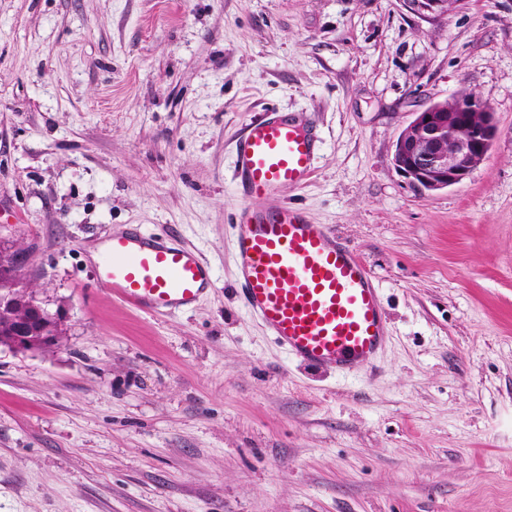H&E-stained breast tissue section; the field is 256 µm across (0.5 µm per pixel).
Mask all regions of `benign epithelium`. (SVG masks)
Returning a JSON list of instances; mask_svg holds the SVG:
<instances>
[{
  "label": "benign epithelium",
  "instance_id": "7a95c632",
  "mask_svg": "<svg viewBox=\"0 0 512 512\" xmlns=\"http://www.w3.org/2000/svg\"><path fill=\"white\" fill-rule=\"evenodd\" d=\"M408 12L436 20L460 0H401ZM497 136L495 113L474 93L461 90L416 113L394 144L393 163L421 195L465 181ZM63 313L27 291L23 278L0 284V347L47 348L61 336Z\"/></svg>",
  "mask_w": 512,
  "mask_h": 512
}]
</instances>
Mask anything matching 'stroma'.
<instances>
[{
  "instance_id": "35a3bbf8",
  "label": "stroma",
  "mask_w": 512,
  "mask_h": 512,
  "mask_svg": "<svg viewBox=\"0 0 512 512\" xmlns=\"http://www.w3.org/2000/svg\"><path fill=\"white\" fill-rule=\"evenodd\" d=\"M498 135L421 196L400 132L460 88ZM324 147L277 203L365 261L373 368L313 371L235 292L234 148L264 109ZM129 226L200 251L219 286L148 315L96 282ZM65 314L0 347V512H512V0L437 20L401 0H0V242Z\"/></svg>"
}]
</instances>
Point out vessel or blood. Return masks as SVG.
<instances>
[{"label":"vessel or blood","mask_w":512,"mask_h":512,"mask_svg":"<svg viewBox=\"0 0 512 512\" xmlns=\"http://www.w3.org/2000/svg\"><path fill=\"white\" fill-rule=\"evenodd\" d=\"M318 143L313 126L272 109L246 126L236 145L237 271L246 311L288 356L350 373L372 364L384 345L379 291L326 225L273 202L283 189L308 184ZM97 283L131 307L170 315L192 309L216 277L197 250L162 232L130 230L108 238Z\"/></svg>","instance_id":"obj_1"}]
</instances>
